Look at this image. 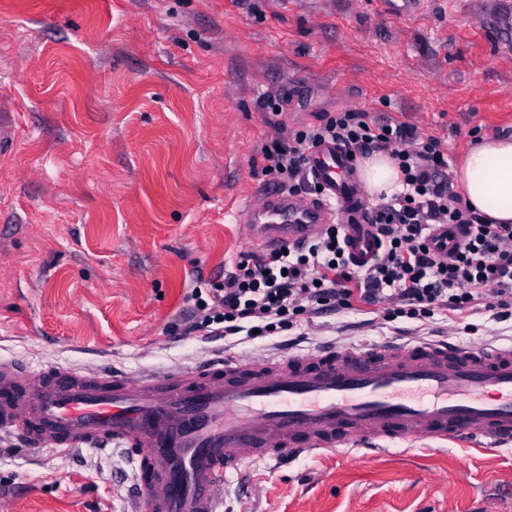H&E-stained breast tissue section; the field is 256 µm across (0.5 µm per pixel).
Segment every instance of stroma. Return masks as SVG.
<instances>
[{
	"instance_id": "stroma-1",
	"label": "stroma",
	"mask_w": 512,
	"mask_h": 512,
	"mask_svg": "<svg viewBox=\"0 0 512 512\" xmlns=\"http://www.w3.org/2000/svg\"><path fill=\"white\" fill-rule=\"evenodd\" d=\"M279 96L275 117L263 102ZM354 109L440 137L455 167L512 135V0H423L409 17L381 0H0V363L136 374L419 336L380 306L230 349L170 333L249 251L235 212L267 188L264 145ZM427 334L507 344L512 319L440 315ZM132 478L118 448L0 442L8 512H125ZM224 512H512V449L250 467Z\"/></svg>"
}]
</instances>
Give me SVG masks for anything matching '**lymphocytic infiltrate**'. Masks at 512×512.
Returning <instances> with one entry per match:
<instances>
[{
	"label": "lymphocytic infiltrate",
	"instance_id": "lymphocytic-infiltrate-1",
	"mask_svg": "<svg viewBox=\"0 0 512 512\" xmlns=\"http://www.w3.org/2000/svg\"><path fill=\"white\" fill-rule=\"evenodd\" d=\"M336 142L351 159L377 150L397 162L402 188L374 206L379 250L356 265L343 227L326 225L308 243L269 254H248L225 271L220 287L196 295L201 313L190 329L207 335L272 336L301 328L323 314L357 304H386L389 320L432 322L435 315L489 306L512 317V224H489L452 189L448 156L439 137L418 134L391 118L348 110L294 130L264 147L266 175L289 176V192L308 189V151ZM457 224L464 244L448 257L434 253L430 231Z\"/></svg>",
	"mask_w": 512,
	"mask_h": 512
}]
</instances>
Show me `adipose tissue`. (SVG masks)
Wrapping results in <instances>:
<instances>
[{
	"label": "adipose tissue",
	"instance_id": "adipose-tissue-1",
	"mask_svg": "<svg viewBox=\"0 0 512 512\" xmlns=\"http://www.w3.org/2000/svg\"><path fill=\"white\" fill-rule=\"evenodd\" d=\"M359 178L369 194H392L400 172L391 156L373 152L359 165ZM467 203L494 224H512V138L490 136L468 152L457 172Z\"/></svg>",
	"mask_w": 512,
	"mask_h": 512
}]
</instances>
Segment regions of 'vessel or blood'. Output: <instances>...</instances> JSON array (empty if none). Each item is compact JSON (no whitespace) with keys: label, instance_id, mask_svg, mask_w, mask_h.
Wrapping results in <instances>:
<instances>
[{"label":"vessel or blood","instance_id":"vessel-or-blood-1","mask_svg":"<svg viewBox=\"0 0 512 512\" xmlns=\"http://www.w3.org/2000/svg\"><path fill=\"white\" fill-rule=\"evenodd\" d=\"M349 170L334 143L312 148L307 171L321 194L242 199L236 214L246 238L265 249L295 246L338 217L354 263H369L378 240ZM431 236L444 256L463 241L453 224ZM2 435L61 454L124 449L137 485L129 512H223L224 479L247 461L472 438L512 447V343H353L262 361L227 354L139 375L55 367L33 378L9 363L0 366Z\"/></svg>","mask_w":512,"mask_h":512}]
</instances>
